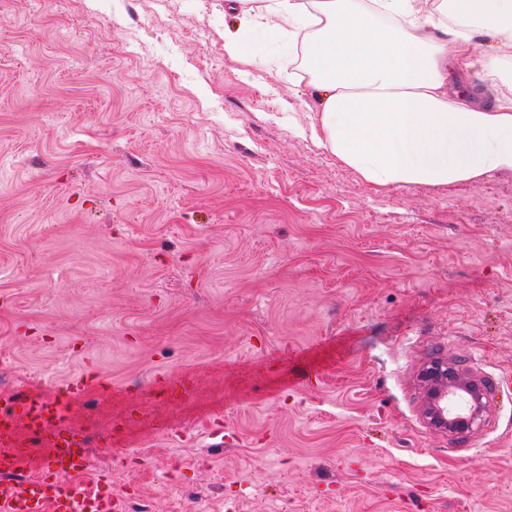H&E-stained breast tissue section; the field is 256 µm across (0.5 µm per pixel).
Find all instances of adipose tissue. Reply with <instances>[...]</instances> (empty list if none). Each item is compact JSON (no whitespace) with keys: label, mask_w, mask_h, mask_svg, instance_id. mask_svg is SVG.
<instances>
[{"label":"adipose tissue","mask_w":512,"mask_h":512,"mask_svg":"<svg viewBox=\"0 0 512 512\" xmlns=\"http://www.w3.org/2000/svg\"><path fill=\"white\" fill-rule=\"evenodd\" d=\"M236 0L224 50L253 54L243 35L285 36L319 102L314 138L378 188L446 186L512 172V76L488 63L487 101L463 79L475 30L512 51V0Z\"/></svg>","instance_id":"1"}]
</instances>
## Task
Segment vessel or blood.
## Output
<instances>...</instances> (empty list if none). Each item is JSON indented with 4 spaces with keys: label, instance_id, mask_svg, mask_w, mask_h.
I'll return each mask as SVG.
<instances>
[{
    "label": "vessel or blood",
    "instance_id": "obj_1",
    "mask_svg": "<svg viewBox=\"0 0 512 512\" xmlns=\"http://www.w3.org/2000/svg\"><path fill=\"white\" fill-rule=\"evenodd\" d=\"M77 380L64 395H51L29 385L17 391H0V512H114L115 500L106 486L108 470H95L91 445L85 437L68 429L65 409L89 388ZM492 380L484 373L461 367L460 374L440 385L436 406L441 414L459 420L460 439L470 438L466 428L472 411L470 396L478 394L482 406L491 402ZM43 445L32 479H20L25 469L24 450L31 442ZM96 471L97 483L90 486L82 477Z\"/></svg>",
    "mask_w": 512,
    "mask_h": 512
}]
</instances>
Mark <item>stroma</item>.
Segmentation results:
<instances>
[{"label":"stroma","mask_w":512,"mask_h":512,"mask_svg":"<svg viewBox=\"0 0 512 512\" xmlns=\"http://www.w3.org/2000/svg\"><path fill=\"white\" fill-rule=\"evenodd\" d=\"M232 3L0 0V375L94 381L69 424L152 512H512V173L368 184ZM437 352L499 381L471 448Z\"/></svg>","instance_id":"obj_1"}]
</instances>
